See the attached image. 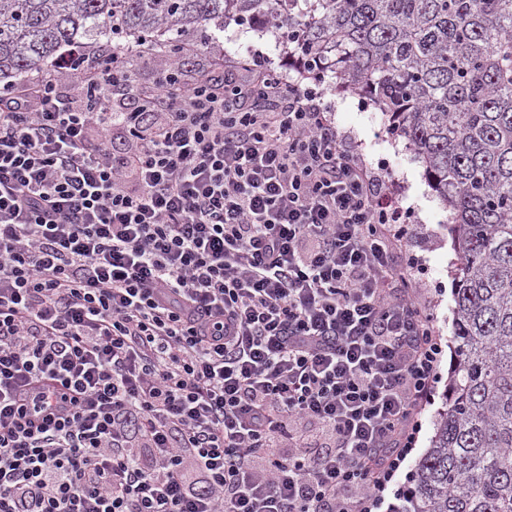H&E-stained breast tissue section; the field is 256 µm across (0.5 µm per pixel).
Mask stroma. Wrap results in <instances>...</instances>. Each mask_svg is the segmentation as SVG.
Here are the masks:
<instances>
[{
    "label": "stroma",
    "instance_id": "1",
    "mask_svg": "<svg viewBox=\"0 0 512 512\" xmlns=\"http://www.w3.org/2000/svg\"><path fill=\"white\" fill-rule=\"evenodd\" d=\"M251 49L266 54L273 67L290 80L301 81L295 59L283 53L274 33L240 26L231 19L227 20L223 31L213 32L208 46L187 45L181 59L182 70L191 78L199 72L213 70L224 57H243ZM323 88L324 102L333 110L337 130L353 142L356 151L370 165L387 163L386 192L403 206L413 209L414 218L405 248L425 262L426 271L419 282L421 297L435 315L437 336L444 342H451L458 254L447 225L448 210L428 185L421 163L403 141L389 134L383 112L371 106L363 107L361 98L338 88L335 78H326Z\"/></svg>",
    "mask_w": 512,
    "mask_h": 512
}]
</instances>
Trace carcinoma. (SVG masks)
I'll list each match as a JSON object with an SVG mask.
<instances>
[{"mask_svg":"<svg viewBox=\"0 0 512 512\" xmlns=\"http://www.w3.org/2000/svg\"><path fill=\"white\" fill-rule=\"evenodd\" d=\"M275 14L310 78L392 117L450 212V400L401 512H512V0H0V80L117 34L178 58Z\"/></svg>","mask_w":512,"mask_h":512,"instance_id":"carcinoma-1","label":"carcinoma"}]
</instances>
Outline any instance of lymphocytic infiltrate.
Returning a JSON list of instances; mask_svg holds the SVG:
<instances>
[{"instance_id": "lymphocytic-infiltrate-1", "label": "lymphocytic infiltrate", "mask_w": 512, "mask_h": 512, "mask_svg": "<svg viewBox=\"0 0 512 512\" xmlns=\"http://www.w3.org/2000/svg\"><path fill=\"white\" fill-rule=\"evenodd\" d=\"M158 67L0 89V512L407 499L445 352L411 209L263 53Z\"/></svg>"}]
</instances>
